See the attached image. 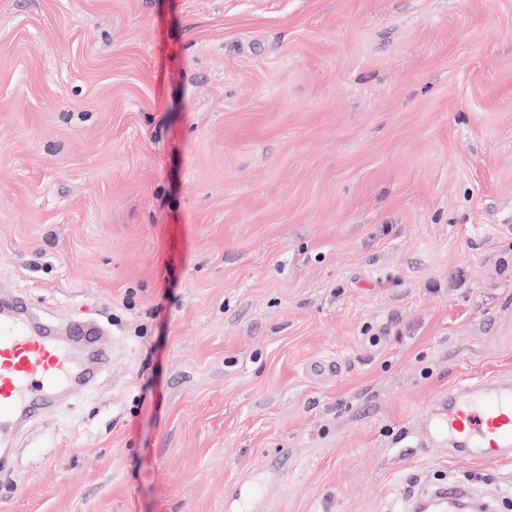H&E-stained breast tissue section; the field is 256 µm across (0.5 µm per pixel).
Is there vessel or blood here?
<instances>
[{
	"instance_id": "b4317fda",
	"label": "vessel or blood",
	"mask_w": 512,
	"mask_h": 512,
	"mask_svg": "<svg viewBox=\"0 0 512 512\" xmlns=\"http://www.w3.org/2000/svg\"><path fill=\"white\" fill-rule=\"evenodd\" d=\"M78 376L69 350L57 338L36 331L25 318L0 316V433L26 412L46 408L50 393ZM422 442L457 455L477 451L498 458L512 450V380L496 379L449 387L434 404ZM468 499L456 482H444L430 496L429 512H458Z\"/></svg>"
}]
</instances>
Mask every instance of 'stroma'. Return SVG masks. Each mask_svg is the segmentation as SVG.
Segmentation results:
<instances>
[{
    "instance_id": "stroma-1",
    "label": "stroma",
    "mask_w": 512,
    "mask_h": 512,
    "mask_svg": "<svg viewBox=\"0 0 512 512\" xmlns=\"http://www.w3.org/2000/svg\"><path fill=\"white\" fill-rule=\"evenodd\" d=\"M110 359L0 512H402L512 377V0H0V298ZM422 442L453 448L459 456L508 455L512 447V380L450 386L434 404Z\"/></svg>"
}]
</instances>
